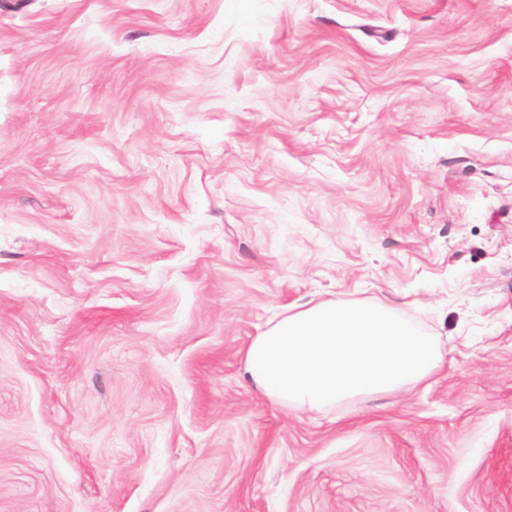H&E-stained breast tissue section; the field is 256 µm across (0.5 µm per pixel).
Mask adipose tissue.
<instances>
[{
  "mask_svg": "<svg viewBox=\"0 0 512 512\" xmlns=\"http://www.w3.org/2000/svg\"><path fill=\"white\" fill-rule=\"evenodd\" d=\"M440 359L435 341L392 305L318 301L287 310L256 336L244 371L265 397L314 411L413 388Z\"/></svg>",
  "mask_w": 512,
  "mask_h": 512,
  "instance_id": "1",
  "label": "adipose tissue"
}]
</instances>
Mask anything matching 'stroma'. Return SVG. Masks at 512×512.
<instances>
[{"label": "stroma", "mask_w": 512, "mask_h": 512, "mask_svg": "<svg viewBox=\"0 0 512 512\" xmlns=\"http://www.w3.org/2000/svg\"><path fill=\"white\" fill-rule=\"evenodd\" d=\"M327 299L438 367L267 399ZM0 512H512V0H0ZM440 359L435 341L390 304L318 301L256 336L244 372L265 397L314 411L413 388Z\"/></svg>", "instance_id": "1"}]
</instances>
